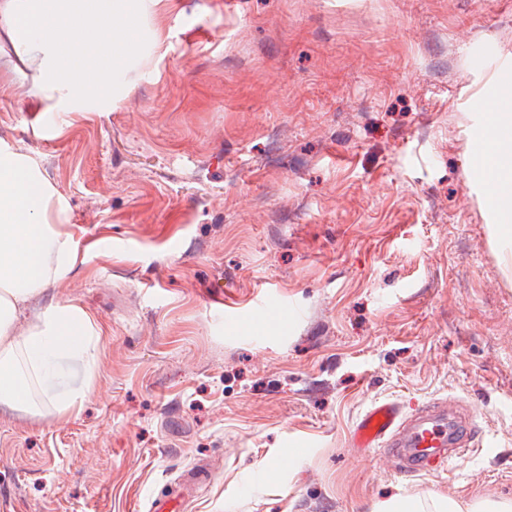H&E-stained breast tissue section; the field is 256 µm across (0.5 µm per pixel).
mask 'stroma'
I'll return each instance as SVG.
<instances>
[{"label":"stroma","mask_w":512,"mask_h":512,"mask_svg":"<svg viewBox=\"0 0 512 512\" xmlns=\"http://www.w3.org/2000/svg\"><path fill=\"white\" fill-rule=\"evenodd\" d=\"M140 30L109 111L0 92L77 244L16 331L56 303L101 330L81 405L0 408V512H148L197 464L181 512L512 501V254L474 166L512 0H165ZM377 401L474 411L471 446L349 447Z\"/></svg>","instance_id":"obj_1"}]
</instances>
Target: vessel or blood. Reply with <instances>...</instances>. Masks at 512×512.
<instances>
[{"label":"vessel or blood","instance_id":"obj_1","mask_svg":"<svg viewBox=\"0 0 512 512\" xmlns=\"http://www.w3.org/2000/svg\"><path fill=\"white\" fill-rule=\"evenodd\" d=\"M441 403L406 415L392 401L376 402L363 413L350 433L352 447L399 451L406 471L446 466L467 447L468 418L451 421Z\"/></svg>","mask_w":512,"mask_h":512}]
</instances>
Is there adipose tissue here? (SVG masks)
<instances>
[{
    "label": "adipose tissue",
    "mask_w": 512,
    "mask_h": 512,
    "mask_svg": "<svg viewBox=\"0 0 512 512\" xmlns=\"http://www.w3.org/2000/svg\"><path fill=\"white\" fill-rule=\"evenodd\" d=\"M161 0H0V62L33 70L31 94L49 112L110 105L114 78L138 49L137 24ZM497 182L490 205L512 207V161L488 146L474 159ZM67 209L37 162L0 148V405L62 415L90 387L100 336L73 304L46 308L25 334L21 306L72 270Z\"/></svg>",
    "instance_id": "1"
}]
</instances>
